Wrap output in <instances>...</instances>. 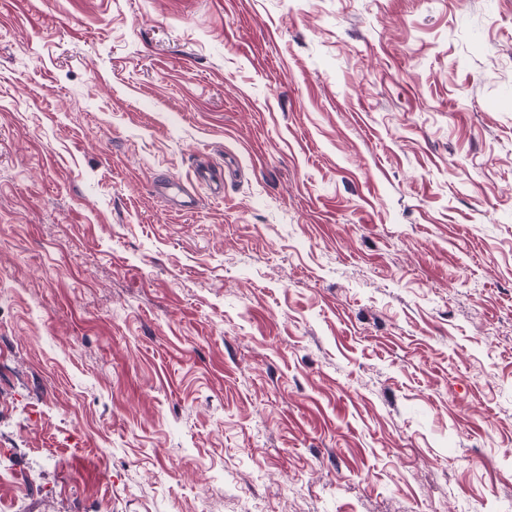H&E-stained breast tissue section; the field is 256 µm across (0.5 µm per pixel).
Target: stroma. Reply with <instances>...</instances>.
<instances>
[{"label":"stroma","instance_id":"obj_1","mask_svg":"<svg viewBox=\"0 0 512 512\" xmlns=\"http://www.w3.org/2000/svg\"><path fill=\"white\" fill-rule=\"evenodd\" d=\"M0 512H512V0H0Z\"/></svg>","mask_w":512,"mask_h":512}]
</instances>
